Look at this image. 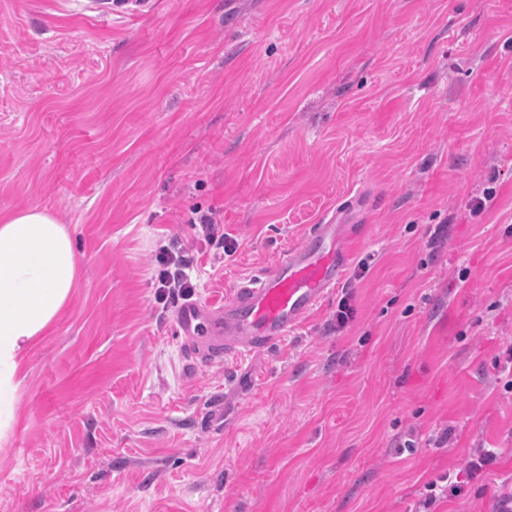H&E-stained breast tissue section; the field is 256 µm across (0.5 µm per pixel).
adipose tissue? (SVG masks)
<instances>
[{"label": "adipose tissue", "instance_id": "ef3b65f1", "mask_svg": "<svg viewBox=\"0 0 512 512\" xmlns=\"http://www.w3.org/2000/svg\"><path fill=\"white\" fill-rule=\"evenodd\" d=\"M71 233L48 209L0 213V442L16 423V391L34 345L48 334L77 285Z\"/></svg>", "mask_w": 512, "mask_h": 512}]
</instances>
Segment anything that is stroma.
I'll return each mask as SVG.
<instances>
[{
	"mask_svg": "<svg viewBox=\"0 0 512 512\" xmlns=\"http://www.w3.org/2000/svg\"><path fill=\"white\" fill-rule=\"evenodd\" d=\"M31 204L80 275L18 388L0 512H413L479 448L432 512L512 495V0H0V211ZM330 214L361 233L347 328L335 292L242 360L185 349L160 247L218 307ZM196 216L190 220L195 233L198 236L204 237V239L211 245L215 246V249H222L221 254H217L219 260L224 259V255H231L235 251V242H230L226 234L219 233V222L217 221L216 214L213 211L207 212H195ZM156 262L159 269L155 275V299L163 309L194 296L198 285L191 274L193 256L185 248L174 243L164 247L156 255ZM495 459L493 449L479 448L477 453L469 459L463 469L448 471L438 480H432L425 484V492L416 503L415 512H431L429 509L441 498H447L448 493L458 495L464 485L465 480L474 479L482 471L483 467L489 465Z\"/></svg>",
	"mask_w": 512,
	"mask_h": 512,
	"instance_id": "stroma-1",
	"label": "stroma"
}]
</instances>
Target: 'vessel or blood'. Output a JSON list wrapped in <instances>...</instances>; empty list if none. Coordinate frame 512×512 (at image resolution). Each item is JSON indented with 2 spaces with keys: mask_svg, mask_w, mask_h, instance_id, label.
Wrapping results in <instances>:
<instances>
[{
  "mask_svg": "<svg viewBox=\"0 0 512 512\" xmlns=\"http://www.w3.org/2000/svg\"><path fill=\"white\" fill-rule=\"evenodd\" d=\"M341 236L340 225H314L270 269L244 278L224 306L183 303L175 314L182 343L205 358L226 360L294 334L345 277Z\"/></svg>",
  "mask_w": 512,
  "mask_h": 512,
  "instance_id": "b4317fda",
  "label": "vessel or blood"
}]
</instances>
